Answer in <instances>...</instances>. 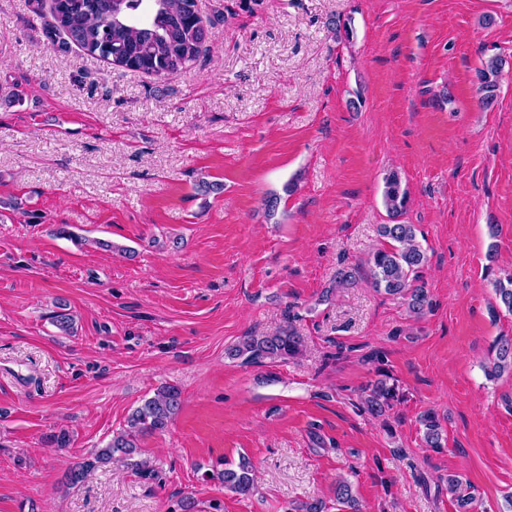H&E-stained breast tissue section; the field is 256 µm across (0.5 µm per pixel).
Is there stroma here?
I'll return each mask as SVG.
<instances>
[{"label":"stroma","mask_w":512,"mask_h":512,"mask_svg":"<svg viewBox=\"0 0 512 512\" xmlns=\"http://www.w3.org/2000/svg\"><path fill=\"white\" fill-rule=\"evenodd\" d=\"M50 5L0 0V198L21 204L0 223V512H339L341 478L360 512H456L452 473L478 512H512V375L482 370L512 336L489 311L512 273V0H198L206 50L162 77L60 46ZM390 169L428 258L418 320L366 271L334 283L388 245ZM58 303L74 335L50 324ZM288 325L298 358H228ZM380 379L400 397L375 418L356 403ZM163 383L181 408L138 440L157 479L118 455L67 486ZM427 410L443 447L422 442ZM243 458L253 495L206 478ZM506 60L501 55H493L482 63L476 72L479 91L483 94L482 101L489 105L494 100V91L497 87V78L501 74Z\"/></svg>","instance_id":"obj_1"}]
</instances>
